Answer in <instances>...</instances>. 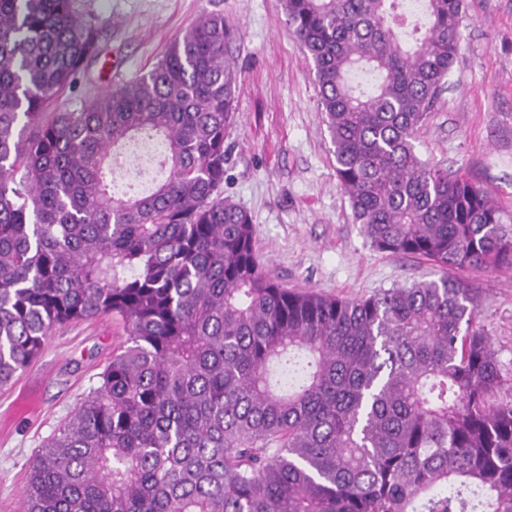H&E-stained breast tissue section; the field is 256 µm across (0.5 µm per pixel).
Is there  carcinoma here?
Returning a JSON list of instances; mask_svg holds the SVG:
<instances>
[{
	"label": "carcinoma",
	"instance_id": "cac0c4a2",
	"mask_svg": "<svg viewBox=\"0 0 512 512\" xmlns=\"http://www.w3.org/2000/svg\"><path fill=\"white\" fill-rule=\"evenodd\" d=\"M311 56L352 215L437 279L343 299L280 285L224 196L240 72L205 13L162 59L78 110L100 51L73 0H0V386L64 324L128 339L47 438L22 512H512V400L480 297L452 269L512 267L490 194L423 160L463 0H280ZM379 75L356 89L358 70ZM163 178L116 191L135 149Z\"/></svg>",
	"mask_w": 512,
	"mask_h": 512
}]
</instances>
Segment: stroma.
Segmentation results:
<instances>
[{
  "instance_id": "35a3bbf8",
  "label": "stroma",
  "mask_w": 512,
  "mask_h": 512,
  "mask_svg": "<svg viewBox=\"0 0 512 512\" xmlns=\"http://www.w3.org/2000/svg\"><path fill=\"white\" fill-rule=\"evenodd\" d=\"M461 51L437 112L420 131L422 159L486 189L512 234V0H465ZM101 28L100 57L60 100L77 110L151 69L206 12L236 37V122L225 145L224 193L252 217L259 261L285 287L342 298L437 277L424 258L378 251L338 185L317 109L315 66L289 34L280 0H75ZM481 292L479 323L512 378V269L466 270ZM122 325L103 317L52 332L42 353L0 388V512H21L26 475L43 441L98 386Z\"/></svg>"
}]
</instances>
